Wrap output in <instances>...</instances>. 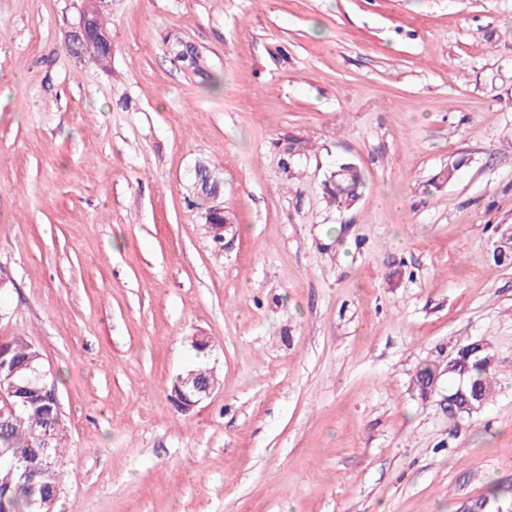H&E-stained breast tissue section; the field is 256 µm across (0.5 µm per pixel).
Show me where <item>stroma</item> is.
<instances>
[{"instance_id":"stroma-1","label":"stroma","mask_w":512,"mask_h":512,"mask_svg":"<svg viewBox=\"0 0 512 512\" xmlns=\"http://www.w3.org/2000/svg\"><path fill=\"white\" fill-rule=\"evenodd\" d=\"M82 6L0 0V342L58 380L70 512H512V0H106L107 71ZM474 340L496 393L452 421ZM98 10L91 7H86L80 17L78 25L70 34V41L74 47L75 53L80 57H85L83 49L85 47L94 45L101 49L105 54L112 53V39L109 34L104 31L106 25L102 18V12L97 16ZM103 29V30H102ZM91 47L88 50V56L91 58L94 55H99V49ZM178 46L183 53V57L177 58V61L181 62L190 74L202 78L203 82L207 83L212 89H216L218 81L209 71L208 61L202 52L189 41L181 40ZM341 170V174L334 178L333 189L327 196L337 208H346L362 198L365 182L359 167L346 163ZM220 196L219 190L207 197V211L205 219L210 232H226L232 224H223V218L217 215H224V203L218 202ZM215 217V218H214ZM216 221V224H212V220ZM192 346L199 354H202L203 357H205V358L202 359L194 367L189 368V369L179 373L177 376L182 375L183 377L191 378L190 386H188L185 389V394L191 400L195 399V397L192 395V390H193L192 388H193L195 381H198L199 383L203 382V381L210 383L208 386H205V387H194V394L198 397V399L196 402H193V403L195 405H197L201 400L208 397L212 393V391L214 390V386L211 385V383L213 384L215 382V378L213 377V374L210 371V369L207 368V364H206L207 357H208L209 352L211 351L212 346L209 345V342H204L200 346H196L192 343ZM177 376L172 381V386H171L172 397L174 399V402L177 404V406L179 408H181L183 411H185L182 404L180 402H178V400L175 398L174 389H175V380H176Z\"/></svg>"}]
</instances>
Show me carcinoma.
<instances>
[{
    "label": "carcinoma",
    "instance_id": "1",
    "mask_svg": "<svg viewBox=\"0 0 512 512\" xmlns=\"http://www.w3.org/2000/svg\"><path fill=\"white\" fill-rule=\"evenodd\" d=\"M179 47L183 53L179 62L185 69L202 78L211 88H217L218 81L209 71L208 61L202 52L189 41L180 42ZM364 185L361 169L346 163L341 174L334 178L328 197L336 207L346 208L362 198ZM468 348L453 377L465 378L471 390L492 386L493 369L487 367L475 344H469ZM195 350L203 355V359L181 375L193 382H215L207 368L211 345L205 342ZM43 369V354L28 337L19 335L0 343V377L11 378L15 385L11 398L15 415L0 421V449H4L0 452V512H41L40 501L60 495L56 486L60 485L62 461L68 449L67 428L62 411L36 391V376ZM44 445L48 447L53 478L32 488L22 482L20 476L41 453Z\"/></svg>",
    "mask_w": 512,
    "mask_h": 512
}]
</instances>
